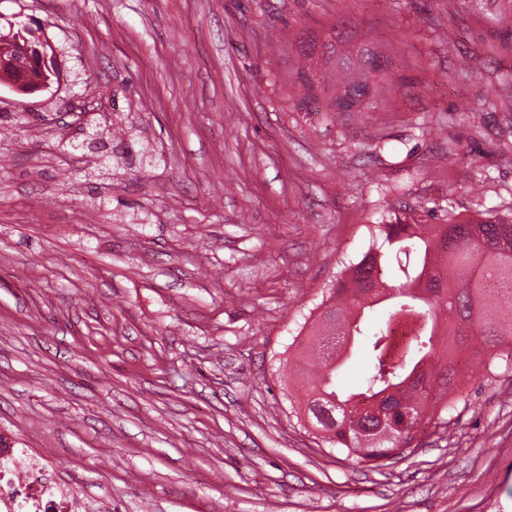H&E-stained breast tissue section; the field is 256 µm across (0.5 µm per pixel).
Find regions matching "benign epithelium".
<instances>
[{
  "label": "benign epithelium",
  "instance_id": "7a95c632",
  "mask_svg": "<svg viewBox=\"0 0 512 512\" xmlns=\"http://www.w3.org/2000/svg\"><path fill=\"white\" fill-rule=\"evenodd\" d=\"M56 57L52 45L22 36L10 54L0 56V73L9 75L17 93L30 95L49 87L47 70L56 64Z\"/></svg>",
  "mask_w": 512,
  "mask_h": 512
}]
</instances>
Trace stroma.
<instances>
[{"label": "stroma", "instance_id": "stroma-1", "mask_svg": "<svg viewBox=\"0 0 512 512\" xmlns=\"http://www.w3.org/2000/svg\"><path fill=\"white\" fill-rule=\"evenodd\" d=\"M345 19L393 94L305 111L291 44ZM17 22L61 78L0 84L1 435L86 512H512V360L378 468L280 379L388 213L512 211V0H0Z\"/></svg>", "mask_w": 512, "mask_h": 512}]
</instances>
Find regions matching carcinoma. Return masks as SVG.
<instances>
[{"mask_svg": "<svg viewBox=\"0 0 512 512\" xmlns=\"http://www.w3.org/2000/svg\"><path fill=\"white\" fill-rule=\"evenodd\" d=\"M296 44L304 109L317 108V90L333 72L338 112H371L385 97L392 60L348 22L302 31ZM375 235L381 244L344 267L333 303L308 326L315 342L302 360L317 361L319 372L288 382L290 404L307 409L322 442L370 463L403 456L426 427H448L445 414L462 396L460 354L482 364L485 353L505 348L512 359V218L461 219L450 210L444 224H410L396 214ZM401 322L412 336L394 357L390 335ZM361 346L365 379L341 391L339 372Z\"/></svg>", "mask_w": 512, "mask_h": 512, "instance_id": "1", "label": "carcinoma"}]
</instances>
